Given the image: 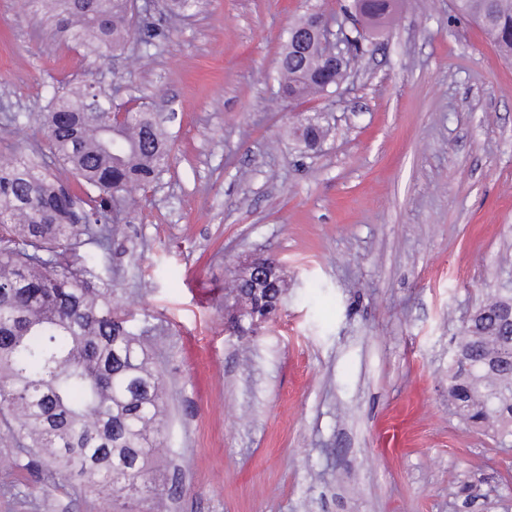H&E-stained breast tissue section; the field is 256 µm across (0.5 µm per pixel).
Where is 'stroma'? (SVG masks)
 I'll use <instances>...</instances> for the list:
<instances>
[{
  "instance_id": "stroma-1",
  "label": "stroma",
  "mask_w": 512,
  "mask_h": 512,
  "mask_svg": "<svg viewBox=\"0 0 512 512\" xmlns=\"http://www.w3.org/2000/svg\"><path fill=\"white\" fill-rule=\"evenodd\" d=\"M336 0L155 8L137 69L99 63L0 0V155L94 82L163 113L168 170L93 268L169 378L170 512H512V440L448 399L455 336L512 288V60L451 0H403L352 76L312 105L315 152L270 109L289 27ZM270 255L284 305L224 331L231 268ZM0 441V512H140L28 469Z\"/></svg>"
}]
</instances>
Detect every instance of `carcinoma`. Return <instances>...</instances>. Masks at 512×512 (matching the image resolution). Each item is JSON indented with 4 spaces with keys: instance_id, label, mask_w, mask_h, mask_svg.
<instances>
[{
    "instance_id": "carcinoma-1",
    "label": "carcinoma",
    "mask_w": 512,
    "mask_h": 512,
    "mask_svg": "<svg viewBox=\"0 0 512 512\" xmlns=\"http://www.w3.org/2000/svg\"><path fill=\"white\" fill-rule=\"evenodd\" d=\"M40 4L57 38L104 61L125 49L139 20L143 42L156 36L151 16L135 0H19ZM201 0H168V11L194 14ZM399 0H349L340 10L363 15L367 35L395 15ZM456 12L475 21L505 57L512 58V0H454ZM365 44L354 41L343 65L325 57L311 14L288 28L278 61L276 98L294 108L321 98L349 75ZM52 160L26 150L0 157V422L28 453L27 466L76 482L90 494L151 501L153 464L165 452L167 379L125 315L112 306V289L85 277L95 263L86 245L105 248L124 215L139 205L138 188L156 183L169 167L170 143L155 113L133 100L117 101L93 86H63L41 119ZM307 151L329 133L319 114L306 113L291 128ZM63 165L81 188L76 195L51 172ZM241 291L259 315L279 311L272 282L243 280ZM512 289L483 304L488 315L463 326L456 346L475 358L508 335L493 318ZM493 409L451 360L448 397L478 430L512 435V366L500 369Z\"/></svg>"
}]
</instances>
